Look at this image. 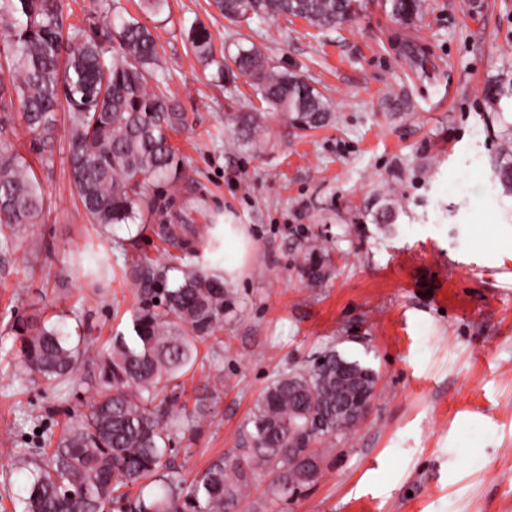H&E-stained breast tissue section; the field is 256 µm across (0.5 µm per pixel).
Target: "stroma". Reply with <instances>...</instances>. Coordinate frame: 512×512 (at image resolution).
<instances>
[{
  "label": "stroma",
  "instance_id": "35a3bbf8",
  "mask_svg": "<svg viewBox=\"0 0 512 512\" xmlns=\"http://www.w3.org/2000/svg\"><path fill=\"white\" fill-rule=\"evenodd\" d=\"M64 2L86 32H106L119 13L157 36L183 115L172 134L181 189L101 230L73 188L66 119L48 168L15 126L46 204L31 234L0 251V512L23 492L17 449L41 447L91 397L80 382L29 381L13 358L14 321L64 317L100 350L148 290L189 269L221 272L223 224L246 225L251 261L178 380L186 411L169 445L185 480L244 447L268 385L334 351L376 370L368 417L314 485L279 500L256 488L244 512H512V192L495 176L512 162V99L487 96L512 86V0H428L410 27L385 0H363L324 33L299 18L233 23L211 0H169L158 16L141 0ZM196 22L215 53L248 41L302 75L334 121L291 134L273 123L265 152L240 146L233 117L260 102L196 59ZM315 242L333 259L317 288L301 274Z\"/></svg>",
  "mask_w": 512,
  "mask_h": 512
}]
</instances>
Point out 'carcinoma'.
Returning a JSON list of instances; mask_svg holds the SVG:
<instances>
[{"label":"carcinoma","instance_id":"1","mask_svg":"<svg viewBox=\"0 0 512 512\" xmlns=\"http://www.w3.org/2000/svg\"><path fill=\"white\" fill-rule=\"evenodd\" d=\"M224 17H299L310 26L331 30L351 20L361 0H213ZM396 23L409 27L424 18V0H385ZM63 0H0V250L13 248L18 235L43 216V182L6 136L19 118L29 136V151L52 162L58 112L67 113L69 164L74 190L93 224L134 221L155 207L153 186L174 190L175 150L170 132L182 124L158 84L161 55L150 29L136 19L118 17L117 46L101 41L69 22ZM189 40L196 58L224 73L246 78L261 107L235 116L238 142L261 152L259 131L269 119L286 129L328 125L332 112L324 97L300 75L281 70L257 47H240L216 59L212 35L195 23ZM303 276L313 288L327 277L329 253L309 247ZM163 301L143 302L128 333L112 337L109 347L87 355L86 340L59 323L18 319L15 355L28 374L64 385L83 369L95 392L88 412L66 426L49 452L28 457L19 512H241L254 481L281 498L300 488L303 461L290 449L313 442L312 452L326 459L335 441L350 435L361 418L342 407L377 382L374 369L343 359L352 382L336 387L337 354L293 370L257 399L246 430L247 446L229 458L211 462L190 484L168 456V419L179 423L182 406L171 383L194 364L197 344L215 335L232 307V289L205 272L185 273Z\"/></svg>","mask_w":512,"mask_h":512}]
</instances>
